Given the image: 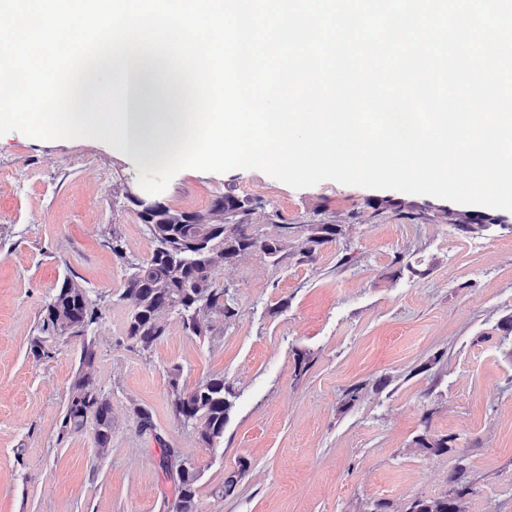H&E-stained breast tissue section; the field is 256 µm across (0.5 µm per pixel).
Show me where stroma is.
<instances>
[{"label":"stroma","instance_id":"1","mask_svg":"<svg viewBox=\"0 0 512 512\" xmlns=\"http://www.w3.org/2000/svg\"><path fill=\"white\" fill-rule=\"evenodd\" d=\"M142 161L95 139L0 136V512H168L174 483L161 449L199 472L201 512H402L448 488L454 454L429 455L424 432L454 436L475 491L467 512H512V212L472 232L440 218L458 203L341 184L296 189L257 169H184L158 195L183 210L207 209L233 188L255 205L260 233L278 210L291 224L342 218L315 261L279 265L247 256L219 272L237 310L207 336L170 317L151 350L126 336L128 269L105 241L119 230L133 259L152 244L132 204ZM390 199L402 210L374 213ZM73 276L100 305L93 368L112 405V446L99 453L94 425L60 435L81 341L60 337L52 358L34 356L42 310ZM310 354L305 375L294 353ZM193 388L223 377L235 393L224 438L207 447L171 409L169 376ZM385 387H378L380 378ZM361 399L344 408L347 389ZM148 409L154 435L136 408ZM249 469L234 497L224 475Z\"/></svg>","mask_w":512,"mask_h":512}]
</instances>
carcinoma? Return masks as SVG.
<instances>
[{"label": "carcinoma", "instance_id": "carcinoma-1", "mask_svg": "<svg viewBox=\"0 0 512 512\" xmlns=\"http://www.w3.org/2000/svg\"><path fill=\"white\" fill-rule=\"evenodd\" d=\"M254 209L249 199L228 189L214 196L203 211H186L163 203L149 212H137L153 249L141 262L127 255L124 237L112 230L107 247L113 257L130 269L123 283L121 299L131 303L126 336L143 351L150 350L166 333L168 317L175 314L191 335L207 336L216 330L212 322H202L199 314L208 312L222 323L237 315L228 292L216 287L219 271L235 266L249 254L260 253L274 265L291 254L300 260H312L325 244L336 240L341 225L336 221L314 224H288L279 212L270 214L268 223L278 228L274 237H266L254 227ZM101 319L99 303L76 280L66 277L56 288L43 310L41 332L49 336L83 339L80 365L66 411L60 423L62 432L80 430L93 419L98 451L106 453L112 442V406L97 390L91 369L97 358L93 340L88 338ZM171 404L177 420L197 431L200 440L212 447L224 437L233 390L224 377L215 376L192 389L180 386V369L170 373ZM454 437L421 435L417 448L441 455L455 450ZM248 461L224 475L222 496L236 493ZM175 495L169 512H199L198 472L189 467L175 472ZM449 490L435 497L411 500L405 512H466L465 497L472 493L469 463L465 452L456 457L448 471Z\"/></svg>", "mask_w": 512, "mask_h": 512}]
</instances>
